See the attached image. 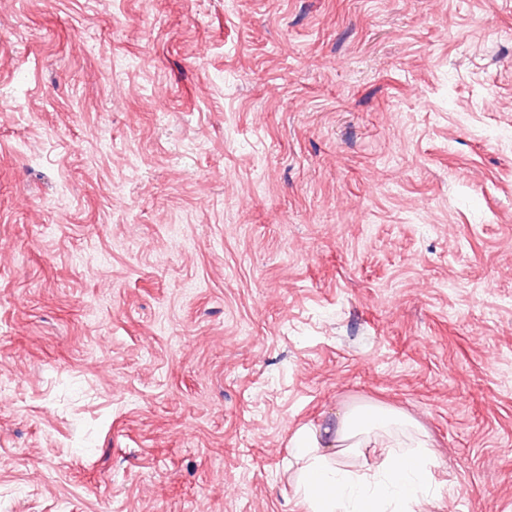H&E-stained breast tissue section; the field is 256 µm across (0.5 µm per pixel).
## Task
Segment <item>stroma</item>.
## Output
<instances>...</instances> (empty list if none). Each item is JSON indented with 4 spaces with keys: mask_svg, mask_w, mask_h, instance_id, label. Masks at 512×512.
Instances as JSON below:
<instances>
[{
    "mask_svg": "<svg viewBox=\"0 0 512 512\" xmlns=\"http://www.w3.org/2000/svg\"><path fill=\"white\" fill-rule=\"evenodd\" d=\"M512 0H0V512H308L382 406L512 512Z\"/></svg>",
    "mask_w": 512,
    "mask_h": 512,
    "instance_id": "1",
    "label": "stroma"
}]
</instances>
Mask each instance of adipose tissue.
Here are the masks:
<instances>
[{
  "instance_id": "1",
  "label": "adipose tissue",
  "mask_w": 512,
  "mask_h": 512,
  "mask_svg": "<svg viewBox=\"0 0 512 512\" xmlns=\"http://www.w3.org/2000/svg\"><path fill=\"white\" fill-rule=\"evenodd\" d=\"M406 426L402 416L377 406L340 415L334 438L340 452L386 451L379 463L361 469L327 453L321 432L300 433L291 456L298 468L296 493L309 512H419L437 460L423 435L400 449L395 435Z\"/></svg>"
}]
</instances>
